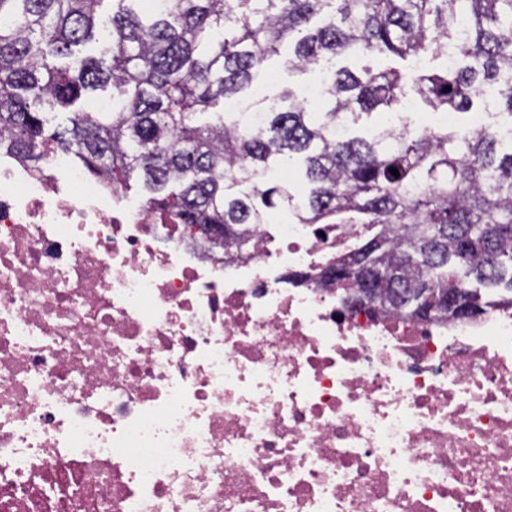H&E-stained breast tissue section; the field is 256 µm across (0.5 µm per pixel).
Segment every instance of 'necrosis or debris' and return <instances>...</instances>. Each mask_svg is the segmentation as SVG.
<instances>
[{
  "label": "necrosis or debris",
  "mask_w": 512,
  "mask_h": 512,
  "mask_svg": "<svg viewBox=\"0 0 512 512\" xmlns=\"http://www.w3.org/2000/svg\"><path fill=\"white\" fill-rule=\"evenodd\" d=\"M363 224L246 248L0 168V512H512V307L346 310Z\"/></svg>",
  "instance_id": "necrosis-or-debris-1"
}]
</instances>
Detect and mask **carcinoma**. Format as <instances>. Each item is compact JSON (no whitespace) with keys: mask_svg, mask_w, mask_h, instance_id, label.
I'll return each instance as SVG.
<instances>
[{"mask_svg":"<svg viewBox=\"0 0 512 512\" xmlns=\"http://www.w3.org/2000/svg\"><path fill=\"white\" fill-rule=\"evenodd\" d=\"M107 0H0V150L32 165L48 150L77 158L112 186L141 181L145 206L231 231L288 210L298 224H382L327 268L336 284L381 288L377 306L417 316L450 288L482 289L484 309L512 292V151L499 129L442 127L371 140L345 127L398 109L407 91L434 112H468L495 89L512 117V0H112L108 57H83ZM294 43L288 68L326 74L312 110L291 90L242 112L202 115L241 98L255 73ZM359 75L341 56L419 63ZM451 90H445V87ZM106 93L109 109L75 111L45 134L49 115ZM396 168L394 176L390 168Z\"/></svg>","mask_w":512,"mask_h":512,"instance_id":"1","label":"carcinoma"}]
</instances>
